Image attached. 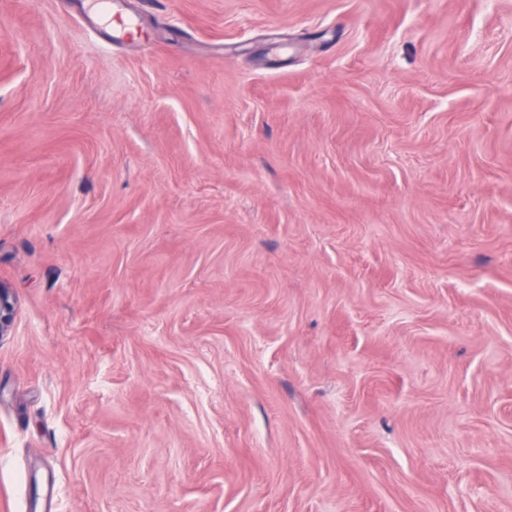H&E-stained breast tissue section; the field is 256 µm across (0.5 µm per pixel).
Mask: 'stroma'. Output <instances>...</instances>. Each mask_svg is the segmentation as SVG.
Listing matches in <instances>:
<instances>
[{
    "label": "stroma",
    "mask_w": 512,
    "mask_h": 512,
    "mask_svg": "<svg viewBox=\"0 0 512 512\" xmlns=\"http://www.w3.org/2000/svg\"><path fill=\"white\" fill-rule=\"evenodd\" d=\"M0 0V512H512V0ZM17 301L11 288L0 284V336L8 334L14 324Z\"/></svg>",
    "instance_id": "obj_1"
}]
</instances>
